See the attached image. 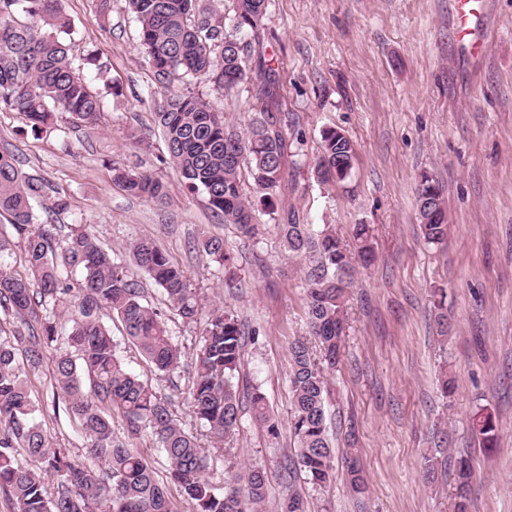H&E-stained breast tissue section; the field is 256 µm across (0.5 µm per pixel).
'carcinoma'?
<instances>
[{
  "instance_id": "obj_1",
  "label": "carcinoma",
  "mask_w": 512,
  "mask_h": 512,
  "mask_svg": "<svg viewBox=\"0 0 512 512\" xmlns=\"http://www.w3.org/2000/svg\"><path fill=\"white\" fill-rule=\"evenodd\" d=\"M127 0L140 25L144 60L155 84L167 89L186 78L231 90L250 79L248 39L257 37L269 0ZM72 22L65 0H0V111L17 112L40 132L60 113L78 123L97 124L101 98L76 69L66 36ZM261 117L238 131L226 124L204 96L182 93L166 97L157 112L169 159L191 193L205 195L212 212L240 234L255 238L265 225L260 216L276 213L274 195L284 175L287 132L271 121L270 86L258 90ZM353 143L344 133L322 132L316 176L340 183L351 174ZM113 179L146 201L165 198V185L152 173L112 168ZM252 180L258 202L244 194L243 172ZM48 185L20 167L15 156L0 152V217L23 241V272L3 263L0 243V311L15 320L9 333L0 328V490L14 512H174L169 485L177 488L193 512H261L268 476L251 466L218 489L207 476L211 454L225 456L240 423L237 375L243 359V334L234 312L207 305L188 273L174 264L150 237L131 242L128 259L105 247L82 220L61 236L38 223L33 202L48 196ZM416 201L423 238L439 243L448 233L445 199L439 182L420 176ZM278 214V213H276ZM283 247L309 261L305 272L308 338L290 348L289 430L295 444L293 465L314 488L336 480L334 452L328 435L326 370L336 367L345 341L346 299L354 261L366 266L374 250L368 225L354 230L350 247L329 224H299L295 214L276 218ZM197 250L224 269L230 255L221 238L201 235ZM163 291L167 304L187 326L199 329L190 363L189 404L200 431L187 429L172 401L132 373L117 355L112 329L101 318H117L125 335L158 371L170 373L185 354L170 334L160 311L144 298L126 261ZM79 269L73 282L69 272ZM67 317L69 349L47 353L60 339L56 312ZM26 362L20 370L18 360ZM48 367L63 392L65 409L87 439L93 463L75 466L68 449L54 443L38 420L28 372ZM255 421L275 434L264 394L250 396ZM125 421L127 438L112 431V413ZM483 446L494 445L497 427L484 409L471 420ZM152 435L169 466V482L131 447L130 440ZM206 437L208 451L200 444ZM59 480L47 492L44 474ZM350 488L366 490L353 458L345 460ZM472 466L456 465V512H467Z\"/></svg>"
}]
</instances>
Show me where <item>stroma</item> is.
<instances>
[{
  "mask_svg": "<svg viewBox=\"0 0 512 512\" xmlns=\"http://www.w3.org/2000/svg\"><path fill=\"white\" fill-rule=\"evenodd\" d=\"M66 8L74 21L70 55L102 96L100 121L88 126L61 116L36 138L21 115L0 112V151L68 196L69 211L53 218L59 234L84 219L117 250L152 237L204 297L239 317L240 389L264 393L279 433L243 410L229 455L208 472L211 481L220 487L227 470L262 466L269 479L262 512H282L293 492L304 512H455L448 464L465 457L473 467L468 512H512V0H482L465 37L456 0H269L248 82L230 91L196 80L172 87L206 95L240 127L256 109L258 87L271 84L273 114L301 138L298 156L286 160L278 210L295 212L302 224L333 225L348 242L355 225L370 229L375 259L353 276L346 341L327 398L335 456H358L362 495L341 478L313 488L291 466L288 370L293 339L307 333L305 261L282 249L274 227L257 240L242 237L174 174L155 120L162 95L126 0H111L102 26L99 0H66ZM90 55L105 73L87 64ZM328 127L344 131L356 148L351 175L339 184L314 173ZM116 165L161 177L166 200L130 195L112 180ZM424 172L437 178L447 201L448 236L439 244L427 243L419 227L415 189ZM203 233L223 237L235 260L234 287L195 249ZM130 275L193 353L194 330L146 275ZM112 335L127 367L171 397L181 421L192 424L186 370L159 374L120 322ZM443 371L455 381L448 397L438 385ZM32 383L48 434L72 464H89L87 441L49 373ZM481 408L497 423L490 451L470 430ZM431 459L446 468L430 481Z\"/></svg>",
  "mask_w": 512,
  "mask_h": 512,
  "instance_id": "35a3bbf8",
  "label": "stroma"
}]
</instances>
